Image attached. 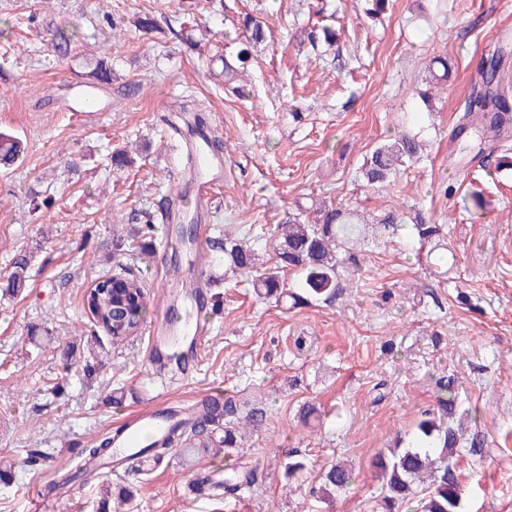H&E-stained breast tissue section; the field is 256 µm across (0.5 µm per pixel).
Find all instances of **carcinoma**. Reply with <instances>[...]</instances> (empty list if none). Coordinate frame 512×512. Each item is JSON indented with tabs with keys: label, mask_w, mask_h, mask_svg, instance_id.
I'll return each instance as SVG.
<instances>
[{
	"label": "carcinoma",
	"mask_w": 512,
	"mask_h": 512,
	"mask_svg": "<svg viewBox=\"0 0 512 512\" xmlns=\"http://www.w3.org/2000/svg\"><path fill=\"white\" fill-rule=\"evenodd\" d=\"M312 48L319 42H335L336 31L323 26L305 32ZM75 35L62 29L52 31L51 47L57 58L63 60L70 55ZM266 40L264 24L250 16L242 22V32L235 38V62L224 61V79L237 77V70L247 67L252 53ZM509 51L502 45L483 60L481 81L472 86L455 125V137L467 138L475 133L480 142L493 146L490 153L502 151L496 156L495 170L512 167V72L505 68ZM112 81V69L104 60L80 75V83L102 87ZM420 134L402 131L384 140L366 158L361 176L369 186L390 181L399 167L419 159ZM21 153L16 138L0 133V161L9 162ZM321 218L310 222L304 212L288 214V219L274 228V242L279 262L273 267L256 271L252 282L256 293L264 298L278 301L286 297L297 298L294 289L314 298L331 296L337 288V277L344 269H356L355 249L361 244L380 237L392 221L384 220L371 232H366L367 222L352 208L323 205ZM413 237L419 245L441 239V225L415 224ZM233 266L252 268L256 265L253 249L237 239L225 236L217 243ZM30 260L22 254L13 263L6 292L15 294L26 287ZM288 268L301 275V279L290 283L280 274ZM150 297L141 282L132 274L117 275L115 287L99 290L92 288L83 295L84 310L91 316L94 325L110 339L119 344L141 329L147 313ZM103 344L97 343L88 351L82 369L91 374L102 363ZM437 406L448 421L432 418L424 413L417 426V434L405 447L395 446L378 453L373 461L381 479L382 501L385 512H464L459 481L452 459L460 445L459 429L449 419L456 411V380L443 376L436 381ZM247 403L228 398L223 402L205 400L191 405L186 417V426L181 428L178 446L195 453H219L224 448H235L239 429L252 424L250 416L239 421L241 409ZM81 464L71 472L63 474L61 484L81 480L85 483L101 478L100 463L112 458L111 440L106 438L88 448L81 449ZM255 469L243 464L228 469L224 477V489L209 491L216 497H232L254 484ZM354 481L351 466L337 462L321 475L317 493L347 489Z\"/></svg>",
	"instance_id": "1"
}]
</instances>
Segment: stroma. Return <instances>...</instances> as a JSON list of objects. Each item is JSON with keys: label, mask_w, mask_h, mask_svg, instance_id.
<instances>
[{"label": "stroma", "mask_w": 512, "mask_h": 512, "mask_svg": "<svg viewBox=\"0 0 512 512\" xmlns=\"http://www.w3.org/2000/svg\"><path fill=\"white\" fill-rule=\"evenodd\" d=\"M365 8L364 0H0V132L25 147L0 166V458L13 465L0 481V512H29L37 496L49 512H100L101 484L55 494L81 449L143 405H190L217 383L256 410L242 448L190 465L173 454L153 469L122 466L107 485L132 498L116 512H381L372 460L435 408L444 375L456 378L457 409L476 415L469 430L485 440L481 455L457 461L464 510L512 512V173L482 170L443 194L470 157L453 130L481 59L499 40L512 43V0H388L375 21ZM145 15L159 24L146 35L133 26ZM247 15L268 31L239 94L224 85L222 59ZM320 22L340 32L315 50L301 33ZM56 27L79 36L63 61L49 47ZM439 56L448 78L427 86ZM101 58L112 66V109L87 123L59 96ZM194 100L203 111L173 134L171 107ZM404 128L422 133L421 159L390 185L365 186L364 159ZM209 133L224 158L211 241L231 235L275 262V224L323 200L376 221L400 213L406 226L358 249V272L325 301L260 298L249 270L211 250L212 328L188 376L150 365L144 329L107 346L93 375L64 369L63 348L82 356L95 333L83 309L92 281L132 271L157 305L174 267L194 278L191 248L164 250L176 227L157 216L191 194L184 140ZM120 149L132 162L119 169ZM474 189L486 200L477 220L462 208ZM34 193L46 201L37 211ZM149 215L155 249L142 261L130 244ZM419 221L443 225L446 268L412 249L407 227ZM21 252L31 258L29 280L5 294ZM292 450L305 467L291 477ZM33 451L50 463L27 466ZM240 460L258 475L240 496L190 491ZM336 462L353 466V485L326 500L311 495Z\"/></svg>", "instance_id": "1"}]
</instances>
